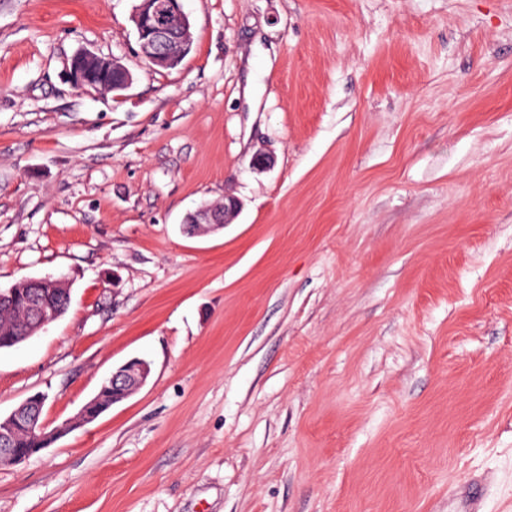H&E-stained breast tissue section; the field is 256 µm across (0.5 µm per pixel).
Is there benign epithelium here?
Instances as JSON below:
<instances>
[{
	"label": "benign epithelium",
	"mask_w": 512,
	"mask_h": 512,
	"mask_svg": "<svg viewBox=\"0 0 512 512\" xmlns=\"http://www.w3.org/2000/svg\"><path fill=\"white\" fill-rule=\"evenodd\" d=\"M185 0H139L134 14L137 40L141 57L150 65L160 68L177 66L180 53L188 44L189 16ZM109 72L117 74L111 90L124 91L133 81L132 72L121 60L81 51L71 60L69 78L74 87L85 89L95 77ZM241 209L240 201L231 195L224 197V210L203 206L185 219L184 230L190 233L223 228L232 223ZM33 292L25 296L32 310L37 327L43 328L57 319L58 313L50 302L48 293L54 288H64L67 279L60 277L31 278ZM150 374L149 364L142 359H132L118 367L102 387L99 394L86 403L77 414V420L89 422L140 390ZM46 397L33 395L16 407L7 417L0 418V460L18 464L28 458L21 449L12 447L10 429L20 421H37L43 411Z\"/></svg>",
	"instance_id": "benign-epithelium-1"
}]
</instances>
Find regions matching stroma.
Instances as JSON below:
<instances>
[{"instance_id": "35a3bbf8", "label": "stroma", "mask_w": 512, "mask_h": 512, "mask_svg": "<svg viewBox=\"0 0 512 512\" xmlns=\"http://www.w3.org/2000/svg\"><path fill=\"white\" fill-rule=\"evenodd\" d=\"M136 2L0 0V289L72 285L0 415L151 367L0 512H512V0H185L171 70ZM109 72L117 74V80L114 82L111 75H106L97 79V86L109 85L112 82V93L124 91L130 87L133 81L132 72L121 62V60L110 57L99 56L90 51H81L71 60L69 67V78L74 87L78 89L88 88L92 85L95 77ZM209 206H224V211L215 210ZM202 206L184 221V231L196 233L216 230L231 224L241 209L240 201L231 195L224 197V204Z\"/></svg>"}]
</instances>
